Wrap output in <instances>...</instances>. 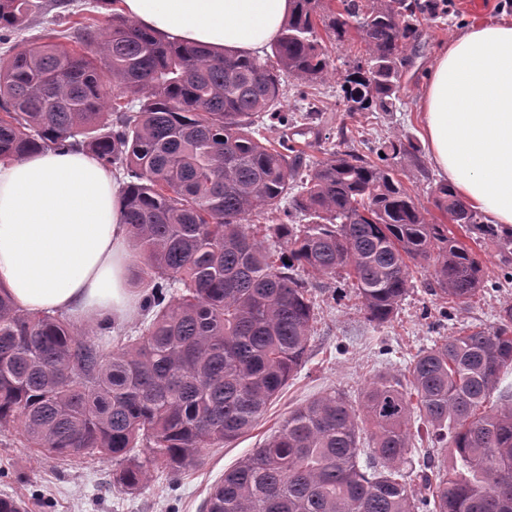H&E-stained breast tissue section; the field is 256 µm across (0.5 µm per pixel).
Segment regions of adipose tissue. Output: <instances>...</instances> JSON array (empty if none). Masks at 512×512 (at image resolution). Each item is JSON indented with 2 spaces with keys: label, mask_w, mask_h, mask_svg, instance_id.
<instances>
[{
  "label": "adipose tissue",
  "mask_w": 512,
  "mask_h": 512,
  "mask_svg": "<svg viewBox=\"0 0 512 512\" xmlns=\"http://www.w3.org/2000/svg\"><path fill=\"white\" fill-rule=\"evenodd\" d=\"M162 37L256 54L293 0H115ZM431 159L489 223L512 226V20L478 21L436 53L420 101ZM128 229L111 170L82 150L0 162V286L26 312L122 326Z\"/></svg>",
  "instance_id": "obj_1"
}]
</instances>
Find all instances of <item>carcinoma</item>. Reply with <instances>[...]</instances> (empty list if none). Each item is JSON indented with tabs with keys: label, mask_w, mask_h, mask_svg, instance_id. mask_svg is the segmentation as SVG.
I'll return each mask as SVG.
<instances>
[{
	"label": "carcinoma",
	"mask_w": 512,
	"mask_h": 512,
	"mask_svg": "<svg viewBox=\"0 0 512 512\" xmlns=\"http://www.w3.org/2000/svg\"><path fill=\"white\" fill-rule=\"evenodd\" d=\"M320 0H294L271 50L215 55L112 18L67 34L82 51L30 44L0 56V160L40 148H81L120 176V204L147 283L150 320L112 344L60 315L17 309L0 290V433L60 458L99 455L117 483L146 484L202 450L252 429L302 367L315 304L299 277L343 271L368 322L382 326L410 289V264L429 263V287L465 303L484 287L482 263L430 224L388 164L333 152L313 166L293 143L263 142L260 126L312 122L315 103L285 109L282 76L305 84L332 70L317 34ZM34 0H0V29L21 28ZM448 0H340L329 26L354 21L365 65L345 80L359 110L395 106V79L416 41L419 15ZM436 205L450 220L512 248L449 184ZM276 221L285 249L268 250L249 217ZM306 220L295 223L297 217ZM512 369V305L489 328L421 349L408 384L366 383L360 404L332 391L288 413L269 441L224 474L207 512H512V403L484 404ZM447 469L404 471L413 410Z\"/></svg>",
	"instance_id": "cac0c4a2"
}]
</instances>
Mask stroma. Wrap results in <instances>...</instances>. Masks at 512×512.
<instances>
[{
    "label": "stroma",
    "instance_id": "obj_1",
    "mask_svg": "<svg viewBox=\"0 0 512 512\" xmlns=\"http://www.w3.org/2000/svg\"><path fill=\"white\" fill-rule=\"evenodd\" d=\"M338 2L321 0L318 10V35L335 72L310 89L323 103L320 119L328 136L307 147L308 159L320 162L334 151H350L368 159L375 141L401 139L416 146L418 152L391 159L398 179L429 223H448V216L434 203L433 191L441 178L424 139L419 98L439 47L474 22L512 19V0H453L447 17L421 20L415 47L407 51L406 62L399 69L398 99L390 112H362L345 97L343 83L367 52L356 28H348L339 38L329 27L331 10ZM37 3L26 26L0 43V55L21 42L61 41L62 30L78 21L98 29L112 24L111 0H74L65 9L55 0ZM452 232L481 261L485 288L451 310L430 290L427 272L417 267L395 319L377 327L366 321L349 281L303 273L315 302L316 321L302 368L252 430L222 447L205 449L195 465L178 473L152 471L144 489L127 491L114 485L115 466L109 460L49 458L23 447L15 434L0 433V497L21 498L29 512H203L215 483L263 444L292 409L332 390L359 401L363 386L385 373L406 379V367L420 349L468 327L493 325L498 309L512 304V252H504L495 239L476 238L461 227H453Z\"/></svg>",
    "mask_w": 512,
    "mask_h": 512
}]
</instances>
